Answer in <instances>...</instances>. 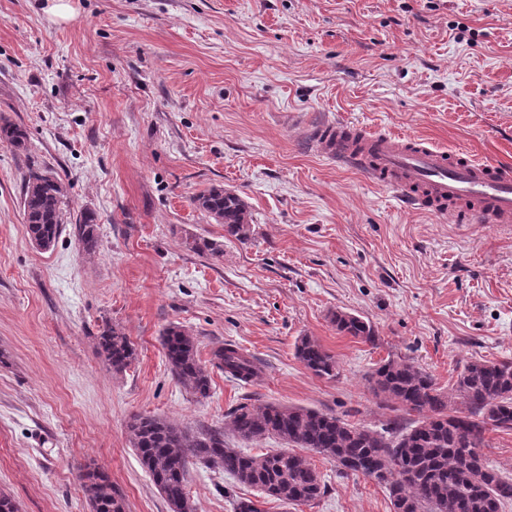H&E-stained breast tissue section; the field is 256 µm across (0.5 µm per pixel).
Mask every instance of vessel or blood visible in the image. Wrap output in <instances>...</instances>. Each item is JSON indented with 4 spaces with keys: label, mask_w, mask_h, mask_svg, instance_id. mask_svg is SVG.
I'll return each instance as SVG.
<instances>
[{
    "label": "vessel or blood",
    "mask_w": 512,
    "mask_h": 512,
    "mask_svg": "<svg viewBox=\"0 0 512 512\" xmlns=\"http://www.w3.org/2000/svg\"><path fill=\"white\" fill-rule=\"evenodd\" d=\"M318 152L382 182L404 206L467 211L485 224L512 223V167L451 153L405 134L344 124L317 130Z\"/></svg>",
    "instance_id": "vessel-or-blood-1"
}]
</instances>
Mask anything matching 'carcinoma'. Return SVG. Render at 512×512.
I'll return each instance as SVG.
<instances>
[{
  "mask_svg": "<svg viewBox=\"0 0 512 512\" xmlns=\"http://www.w3.org/2000/svg\"><path fill=\"white\" fill-rule=\"evenodd\" d=\"M0 139L25 145L26 131L0 123ZM63 183L53 174L30 171L23 185V214L33 244L52 248L63 231ZM193 203L224 225V233L241 243L251 240L253 215L237 194L222 187L199 192ZM74 236L87 255L96 252L99 224L84 212ZM191 250L213 259L224 257L223 244L203 238ZM336 330L373 344V326L349 312L333 315ZM167 365L190 394L209 396L211 377L198 357L194 336L171 324L160 338ZM104 360L117 373L136 360V350L121 328L107 323L98 336ZM296 356L313 375L336 379L337 358L309 336L299 338ZM212 364L235 380L249 383L258 376L253 359L231 345L212 352ZM375 396L394 409L415 416L403 425L396 418L378 429L352 423L331 413L275 403H241L228 428L244 443L275 438L283 447L252 455L224 442L221 429L196 432L158 416L136 415L127 426L131 447L168 504L170 512H195L186 490L192 465L220 469L241 484L287 506L311 505L322 493L319 472L296 448L322 455L336 464L339 475H362L383 486L393 512H502L512 502V478L491 466L481 449L487 434L512 431V360L476 359L465 364L455 387L447 393L436 378L413 360L398 356L381 361L367 375ZM90 512H125L123 498L100 467L82 475Z\"/></svg>",
  "mask_w": 512,
  "mask_h": 512,
  "instance_id": "obj_1",
  "label": "carcinoma"
}]
</instances>
